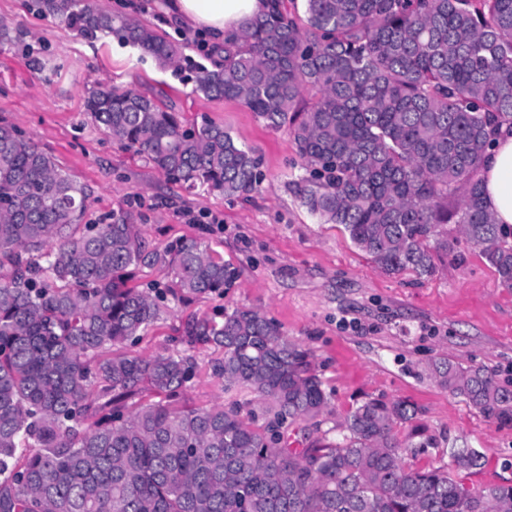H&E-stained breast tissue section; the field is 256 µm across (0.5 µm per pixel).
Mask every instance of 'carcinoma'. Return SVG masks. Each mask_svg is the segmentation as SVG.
Here are the masks:
<instances>
[{"instance_id": "cac0c4a2", "label": "carcinoma", "mask_w": 512, "mask_h": 512, "mask_svg": "<svg viewBox=\"0 0 512 512\" xmlns=\"http://www.w3.org/2000/svg\"><path fill=\"white\" fill-rule=\"evenodd\" d=\"M270 0L267 14L215 49L195 91L238 101L267 126L287 128L306 175L302 204L338 224L388 274L434 273L431 243L456 218L512 288V242L488 212L484 152L512 129V0ZM37 13L84 37L117 36L174 64L182 47L91 0H31ZM310 92L309 99L303 92ZM86 106L102 130L170 180L226 197L260 186L259 160L224 125L187 128L179 113L99 84ZM464 198L453 211L458 190ZM88 194L54 157L0 124V512H512V484L464 488L453 472L483 455L451 448L452 468L413 470L403 448H434L403 403L368 400L338 425L310 354L259 309L222 321L192 317L191 344L224 352V386L270 401L253 427L240 410L179 399L195 376L182 351L105 357L137 341L172 298L233 285L235 269L184 241L149 250L123 214L82 224ZM166 268L163 291L134 284ZM440 384L485 417L512 421V390L480 369L434 365ZM312 422L293 449L280 428Z\"/></svg>"}]
</instances>
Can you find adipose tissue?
<instances>
[{"label": "adipose tissue", "mask_w": 512, "mask_h": 512, "mask_svg": "<svg viewBox=\"0 0 512 512\" xmlns=\"http://www.w3.org/2000/svg\"><path fill=\"white\" fill-rule=\"evenodd\" d=\"M266 8L267 0H165L162 10L169 20L205 32L220 45ZM480 177L485 204L495 222L512 227V131L501 130L492 141Z\"/></svg>", "instance_id": "1"}]
</instances>
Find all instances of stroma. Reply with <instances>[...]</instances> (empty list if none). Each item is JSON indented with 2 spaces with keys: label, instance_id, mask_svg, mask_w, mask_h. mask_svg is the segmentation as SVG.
I'll return each mask as SVG.
<instances>
[{
  "label": "stroma",
  "instance_id": "35a3bbf8",
  "mask_svg": "<svg viewBox=\"0 0 512 512\" xmlns=\"http://www.w3.org/2000/svg\"><path fill=\"white\" fill-rule=\"evenodd\" d=\"M133 18L184 45L176 64L159 67L116 36L85 38L36 14L29 0H0V120L53 155L89 195L84 223L124 213L155 248L196 239L237 271L224 295L169 301L146 336L118 345L121 353L149 357L178 348L196 362L182 400L195 406L240 407L254 425L268 419L267 400L243 388L225 390L211 363V346L188 345L181 330L194 316L234 307L261 309L288 338L312 355L330 395L326 426L370 399L404 401L417 408L411 428L435 436L434 448L404 452L406 465L448 464V450L467 446L484 455L480 468L461 473L467 487L512 484V422L485 418L438 382L433 366L447 359L480 368L512 388V288L470 242L460 225L441 230L454 251L435 259L436 271L388 274L336 224L320 223L302 206L295 183L301 160L287 130H275L232 100L196 92L194 75L210 66L191 38L169 27L162 0H138ZM131 89L173 103L187 122L224 124L260 161L263 181L244 199L173 183L143 156L121 148L95 123L85 99L97 84Z\"/></svg>",
  "mask_w": 512,
  "mask_h": 512
}]
</instances>
